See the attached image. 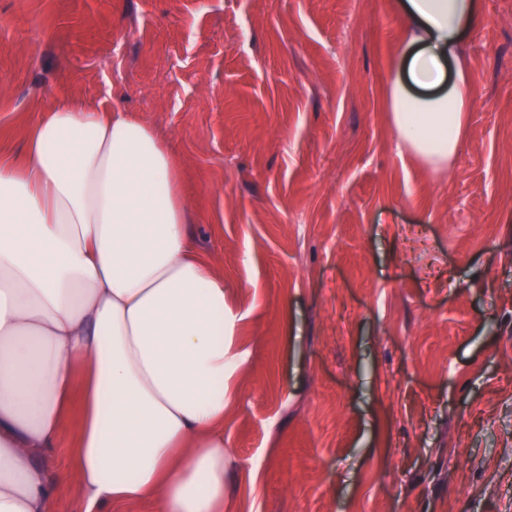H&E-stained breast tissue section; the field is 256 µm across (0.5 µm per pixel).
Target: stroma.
Wrapping results in <instances>:
<instances>
[{
  "instance_id": "stroma-1",
  "label": "stroma",
  "mask_w": 512,
  "mask_h": 512,
  "mask_svg": "<svg viewBox=\"0 0 512 512\" xmlns=\"http://www.w3.org/2000/svg\"><path fill=\"white\" fill-rule=\"evenodd\" d=\"M481 5L439 173L396 147L389 0H0L1 151L67 95L179 160L247 358L225 512H512V0Z\"/></svg>"
}]
</instances>
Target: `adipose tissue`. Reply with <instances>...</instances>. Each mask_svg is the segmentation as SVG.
<instances>
[{
  "instance_id": "adipose-tissue-1",
  "label": "adipose tissue",
  "mask_w": 512,
  "mask_h": 512,
  "mask_svg": "<svg viewBox=\"0 0 512 512\" xmlns=\"http://www.w3.org/2000/svg\"><path fill=\"white\" fill-rule=\"evenodd\" d=\"M397 148L449 169L469 135L479 0H391ZM178 163L128 112L62 96L0 153V512H57L44 456L68 418L86 512H224L239 317L197 249Z\"/></svg>"
}]
</instances>
